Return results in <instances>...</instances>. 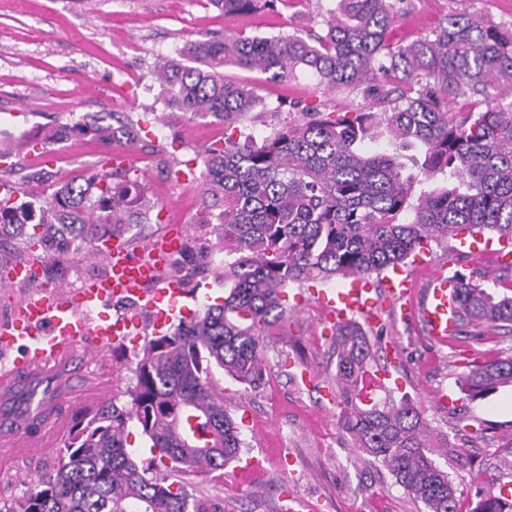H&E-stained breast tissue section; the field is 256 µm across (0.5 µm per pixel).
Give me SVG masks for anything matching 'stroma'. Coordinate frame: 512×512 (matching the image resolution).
<instances>
[{"label": "stroma", "instance_id": "35a3bbf8", "mask_svg": "<svg viewBox=\"0 0 512 512\" xmlns=\"http://www.w3.org/2000/svg\"><path fill=\"white\" fill-rule=\"evenodd\" d=\"M413 10L399 20L393 38L409 42L430 30L451 12L477 13L493 22L512 21V0H414ZM330 0H306L296 9L227 17L207 0H0V141L21 142L34 133L73 123L83 115L101 113L113 121L138 118L145 108L165 110L151 66L158 57L175 55L186 41L202 35L242 32L273 36L318 17ZM226 74L250 83L269 106L278 102L326 101L356 107L359 95L345 90L322 93L308 74L287 83L234 67ZM146 142L131 151L130 165L143 178L149 196L160 207L158 222L126 225L122 239L131 250L169 229L183 227V256L212 253L215 235H194L191 226L200 214L198 182L174 181L158 166L160 155L181 161L194 159L205 145L224 135L223 126L188 114L149 122ZM102 144L80 136L48 145L46 152L22 154V173L43 169L52 181L90 175L104 153ZM486 237L459 254L433 246L426 267L408 262L404 273L424 279L427 268L469 273L480 266L496 292L512 284L507 272L486 248ZM95 274L104 270L97 256L63 249L47 268L56 286L73 287L76 269ZM296 297L285 334L265 337L266 372L261 386L243 389L231 377L221 378L224 406L241 428V457L264 459L263 471L242 477L237 463L224 468V479L194 477L195 490L233 512H427L410 498L383 467L360 459L353 441L340 426L332 377L336 357L331 338L323 334L325 314L309 289L291 287ZM374 354V371L390 377L376 386L377 398L392 395L411 402L436 432L460 446V456H437L447 470L459 501L472 506L485 496L512 493V449L503 447L512 436V384L482 399L468 400L460 387L466 364L497 356H512V335L487 333L475 343L456 338L435 348L425 342L419 323L402 318L394 305H381L373 320H361ZM142 343H126L107 353L105 363L82 361V381L72 397L111 385L117 405L127 404L124 391L133 381L130 370ZM447 394L448 404L437 401ZM487 431L485 440L471 444L463 426ZM44 454L19 456L0 466V496L23 495L50 470Z\"/></svg>", "mask_w": 512, "mask_h": 512}]
</instances>
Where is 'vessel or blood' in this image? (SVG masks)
Returning a JSON list of instances; mask_svg holds the SVG:
<instances>
[{"mask_svg": "<svg viewBox=\"0 0 512 512\" xmlns=\"http://www.w3.org/2000/svg\"><path fill=\"white\" fill-rule=\"evenodd\" d=\"M178 247L176 238L159 236L134 255L121 243H110L103 277L80 288H40L20 301L10 321L0 325V400L24 398L28 416L63 420L67 394L56 388L62 373L75 370L78 357L123 345L139 325L133 317H104L101 308L122 300L152 314L155 324L170 320L183 290L177 282L164 280L163 273ZM454 286V278L441 271L421 283L398 271L386 277L382 289L357 278L333 293L317 291L316 299L332 328L354 315H371L379 302L398 305L403 316L421 324L427 341L439 347L457 332ZM0 448L18 455L48 450L42 434L9 418H0Z\"/></svg>", "mask_w": 512, "mask_h": 512, "instance_id": "vessel-or-blood-1", "label": "vessel or blood"}]
</instances>
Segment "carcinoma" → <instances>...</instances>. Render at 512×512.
<instances>
[{
	"label": "carcinoma",
	"instance_id": "carcinoma-1",
	"mask_svg": "<svg viewBox=\"0 0 512 512\" xmlns=\"http://www.w3.org/2000/svg\"><path fill=\"white\" fill-rule=\"evenodd\" d=\"M286 0H210L226 15H247ZM414 0H335L321 28L276 36L243 32L184 44L177 58H159L153 74L164 107L224 125L222 143L203 149L202 213L194 230L217 229L216 247L232 258L215 275L228 294L221 303L147 338L127 387L130 401H103L77 417L53 468L0 512H223L196 496L189 482H170L163 467L220 480L242 440L224 409L216 373L246 388L264 379V336L288 329V287L394 269L415 252L462 233L495 231L512 241V23L477 14H446L410 44L390 37ZM259 71L272 80L299 72L327 91L346 88L360 109L296 103L297 118L260 139L239 130L262 101L224 69ZM459 96L478 99L479 112H452ZM129 148L144 138L142 119L113 126L89 115L33 141L45 146L68 131ZM387 143L367 150L365 143ZM175 181L195 177L166 157ZM85 183L59 182L31 202L0 199L6 227L26 249L51 259L55 242L72 237L98 244L126 224H147L155 208L131 169L95 164ZM196 269L179 262L166 277L179 284ZM457 326L471 340L487 330L512 333V296L484 286L472 268L456 276ZM340 426L359 454L391 473L428 512H455L456 488L433 459L453 453L406 400H374L362 391L371 346L358 323L333 332ZM512 383V357L470 366L461 379L469 400ZM150 442L155 469L141 468L127 448L128 424ZM473 512H512L489 496Z\"/></svg>",
	"mask_w": 512,
	"mask_h": 512
}]
</instances>
